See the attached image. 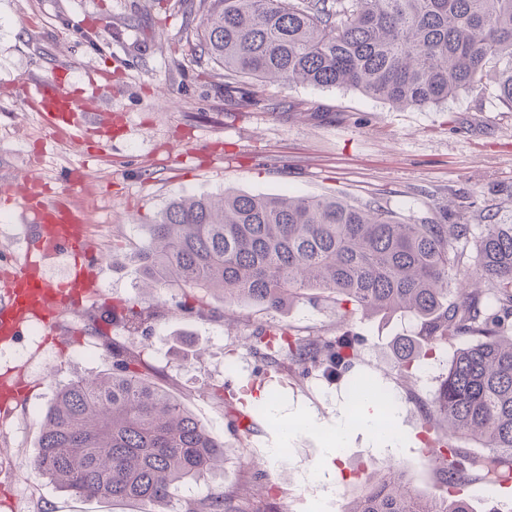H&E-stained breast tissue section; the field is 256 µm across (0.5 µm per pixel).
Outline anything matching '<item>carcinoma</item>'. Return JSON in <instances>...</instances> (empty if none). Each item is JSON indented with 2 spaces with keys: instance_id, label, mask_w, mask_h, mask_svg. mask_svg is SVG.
Listing matches in <instances>:
<instances>
[{
  "instance_id": "carcinoma-1",
  "label": "carcinoma",
  "mask_w": 512,
  "mask_h": 512,
  "mask_svg": "<svg viewBox=\"0 0 512 512\" xmlns=\"http://www.w3.org/2000/svg\"><path fill=\"white\" fill-rule=\"evenodd\" d=\"M200 55L224 70L281 85L350 87L399 109L437 105L462 91L492 96L512 111V0H199ZM135 255L144 287L179 288V307L202 315L199 292L277 309L313 290L342 318L408 313L418 336L397 347L399 377L457 341L425 422L443 443L435 464L451 489L423 498L392 465L368 479L344 512H473L453 489L461 474L491 485L512 480V217L484 225L405 224L370 203L334 196L241 193L181 197L167 204ZM463 269L468 288H451ZM138 302L121 310L144 322ZM115 314L89 317L104 338ZM112 368L59 389L30 467L82 498L134 501L141 512H225L211 492L182 509L179 488L224 464L214 437L159 388L141 355L108 343ZM287 360L346 366L354 343L289 335ZM482 448L465 453L455 441Z\"/></svg>"
}]
</instances>
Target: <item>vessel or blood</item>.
<instances>
[{"instance_id":"vessel-or-blood-1","label":"vessel or blood","mask_w":512,"mask_h":512,"mask_svg":"<svg viewBox=\"0 0 512 512\" xmlns=\"http://www.w3.org/2000/svg\"><path fill=\"white\" fill-rule=\"evenodd\" d=\"M26 99L37 106L46 126L66 128L78 144L88 135L107 134L112 125L110 114L99 111L91 100L76 95L56 79L34 83ZM35 184V179L26 177L6 190L7 197L32 205L33 248L12 272L7 301L0 306V339L5 341L16 338L23 325L32 320L51 326L60 310L76 307L80 295L95 293L97 288L96 274L82 263L88 244L76 226V215L61 196H34ZM61 254L72 257L75 264L70 278L54 285L42 276L41 269Z\"/></svg>"}]
</instances>
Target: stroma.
Listing matches in <instances>:
<instances>
[{
  "mask_svg": "<svg viewBox=\"0 0 512 512\" xmlns=\"http://www.w3.org/2000/svg\"><path fill=\"white\" fill-rule=\"evenodd\" d=\"M201 21L189 0H0V272L27 254L30 217L3 190L28 174L52 194L82 169L66 202L87 214L92 242L110 245L96 269L98 293L78 312H63L58 338L42 341L41 325L31 322L0 343V372L14 368L27 386L0 417V512H140L133 503L73 497L28 466L55 392L112 365L84 331L89 315L134 299L170 312L135 334L114 321L111 345L140 352L156 384L228 450L223 469L182 487V499L220 490L241 512H344L393 459L416 493L445 495L416 434L419 405L431 401L452 353L401 381L392 345L416 335L413 316L345 321L321 297L272 310L228 306L216 295L205 315L184 313L178 289L138 296L130 256L171 200L225 191L339 195L377 201L403 222L484 223L512 210V111L467 92L403 111L353 88L249 77L236 78L239 91L230 95L222 69L193 51ZM89 73L98 81L92 88ZM55 75L111 108L108 139L76 145L28 110L25 85ZM271 326L307 339L353 337L358 356L345 368L272 361L252 344ZM215 385L241 393L238 410L213 399ZM364 387L387 397L396 414L384 430L352 426L340 456L330 457L336 419ZM242 485L251 498L238 497Z\"/></svg>",
  "mask_w": 512,
  "mask_h": 512,
  "instance_id": "obj_1",
  "label": "stroma"
}]
</instances>
